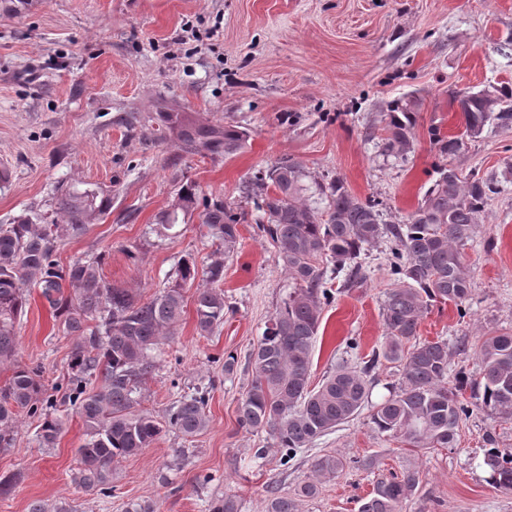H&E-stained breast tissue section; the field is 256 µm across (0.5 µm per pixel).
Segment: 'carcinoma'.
Returning <instances> with one entry per match:
<instances>
[{
  "label": "carcinoma",
  "instance_id": "carcinoma-1",
  "mask_svg": "<svg viewBox=\"0 0 512 512\" xmlns=\"http://www.w3.org/2000/svg\"><path fill=\"white\" fill-rule=\"evenodd\" d=\"M485 98L468 93L460 99L464 131L444 137L430 127L431 142L440 155L452 158L463 139H476L486 128L512 125V87L490 85ZM422 100L406 96L393 100L384 114L382 152L402 162L414 153V129ZM162 130L173 133L175 146L186 157L228 156L241 150L247 133L234 125L214 124L182 112H160ZM437 177L417 207L400 224L382 219L379 203L350 193L343 180L315 183L317 199L306 195L309 172L284 158L242 186L262 216L257 231L277 248V259L294 288L282 300L253 348L247 369L251 378L237 409L238 425L264 429L288 462L337 426L354 419L369 403L374 380L371 372L384 360L399 367V386L373 406L371 423L414 448H447L460 423L469 415L459 392L468 385L448 388V342L417 340L421 320L431 307L453 303L460 316L467 314L472 277L464 247L477 233L478 217L499 192L494 178L462 176L450 163L437 167ZM198 185L180 182L170 209L158 223L170 231L179 217L198 205ZM112 196L95 184L68 189L56 197L55 218L35 211L0 227V363L12 364V375L0 386V446L13 441V426L20 412L42 419L38 438L42 447L54 445L62 419L54 415L58 401L44 397L46 385L38 366L21 364L18 327L28 304L27 288H39L59 322L72 338L70 389L61 396L76 408L85 428L86 442L77 449L78 485L102 493L112 491V462L138 454L169 429L195 437L209 426L206 390L184 396L167 411L164 421L139 409L142 389L157 366L156 351L182 320L186 288L197 279L196 330L211 335L224 324V260L205 268L194 257H184L175 282L144 300L133 290L106 283L98 272L100 259L77 258L62 267L55 259L59 240L79 235L111 213ZM204 236L232 253L239 243L238 225L245 214L224 204L220 197L203 199L199 214ZM386 244L394 286L385 293L381 316L385 328L381 350L357 370L338 365L316 388H310L312 346L325 306L335 298L333 282L344 277L349 288L365 278L360 262L365 248ZM479 373L473 396L497 419L512 420V333L482 337L478 345ZM486 464L490 480L512 490V450L490 448ZM347 465L344 457L324 453L311 463V476L296 497L313 498L319 479L337 476ZM417 485L415 474H391L376 481L359 512H401L408 492ZM241 499L226 494L211 501L209 512H242ZM263 512H297L295 497L272 494Z\"/></svg>",
  "mask_w": 512,
  "mask_h": 512
}]
</instances>
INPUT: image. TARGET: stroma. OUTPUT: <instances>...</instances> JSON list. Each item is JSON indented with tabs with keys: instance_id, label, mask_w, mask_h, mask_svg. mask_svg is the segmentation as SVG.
<instances>
[{
	"instance_id": "stroma-1",
	"label": "stroma",
	"mask_w": 512,
	"mask_h": 512,
	"mask_svg": "<svg viewBox=\"0 0 512 512\" xmlns=\"http://www.w3.org/2000/svg\"><path fill=\"white\" fill-rule=\"evenodd\" d=\"M512 85V0H0V165L13 176L0 183V225L28 210H53L59 187L91 182L112 193V212L80 235L63 238L56 258L101 256L99 273L141 298L176 278L180 259L198 266L224 261V324L199 335L186 311L161 346L140 408L155 418L182 396L209 390L210 423L186 438L168 431L142 452L112 466L110 496L85 491L74 476L85 429L73 410H61L64 431L55 447H40L37 418L21 415L10 448L0 449V474L20 473L0 512H124L129 500L155 512H207L224 494L243 500V512H262L270 492L294 493L315 456L333 452L348 466L323 480L298 512H358L379 474L413 472L418 485L402 512H512V492L489 483V446L512 448V420L494 419L471 391V413L453 447L412 448L378 433L370 409L299 449L289 464L266 431L237 423L249 380L248 356L292 283L273 242L255 232L258 212L243 183L283 158L300 161L311 177L342 179L360 199L379 201L384 222L415 209L443 159L429 138L460 135L456 97L489 85ZM415 95L423 106L408 162L383 156L382 115L389 102ZM192 112L246 128L237 154L215 160L177 158L152 117ZM136 114L127 126L123 118ZM452 163L462 175L487 177L512 164V127L492 126L466 142ZM195 180L203 195H221L237 212L239 245L223 254L187 217L178 234L157 219L179 182ZM479 216L464 249L472 270L466 317L454 304L433 307L419 327L423 340L448 342V384L479 373L483 336L512 332V180ZM366 278L340 288L312 352V384L336 364L362 366L385 335L381 305L394 277L384 245L362 253ZM354 337L358 352L345 342ZM18 359L40 366L48 386L69 378L70 337L47 303L32 292L21 320ZM236 359L233 376L224 360ZM264 456H257V449ZM375 456L374 471L358 468ZM210 475L201 490L196 476Z\"/></svg>"
}]
</instances>
